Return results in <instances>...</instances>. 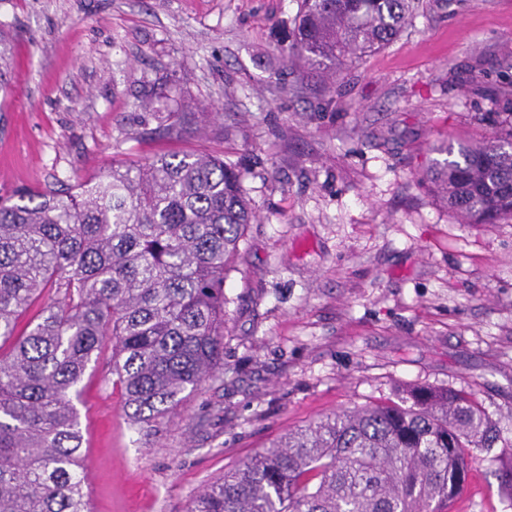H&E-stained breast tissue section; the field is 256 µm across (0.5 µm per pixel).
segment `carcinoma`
<instances>
[{"label":"carcinoma","mask_w":512,"mask_h":512,"mask_svg":"<svg viewBox=\"0 0 512 512\" xmlns=\"http://www.w3.org/2000/svg\"><path fill=\"white\" fill-rule=\"evenodd\" d=\"M420 0H301L289 60L331 78L397 37ZM488 141L448 145L426 172L467 224L512 217V113ZM458 158H453V155ZM0 201V512H90L73 402L111 351L112 385L133 424L159 425L224 360V278L256 216L232 163L161 156L37 195ZM47 288L57 298L16 333ZM512 444L472 395L408 388L270 442L207 484L189 512H448L476 452Z\"/></svg>","instance_id":"carcinoma-1"}]
</instances>
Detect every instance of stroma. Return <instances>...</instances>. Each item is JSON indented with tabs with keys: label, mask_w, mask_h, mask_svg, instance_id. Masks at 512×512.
<instances>
[{
	"label": "stroma",
	"mask_w": 512,
	"mask_h": 512,
	"mask_svg": "<svg viewBox=\"0 0 512 512\" xmlns=\"http://www.w3.org/2000/svg\"><path fill=\"white\" fill-rule=\"evenodd\" d=\"M299 0H0V197L207 149L257 220L224 280V363L132 429L108 356L79 385L93 512H186L279 435L414 386L475 393L512 441V218L424 185L512 110V0H423L335 82L283 46ZM180 132L165 133L170 111ZM478 454L451 512H512Z\"/></svg>",
	"instance_id": "stroma-1"
}]
</instances>
